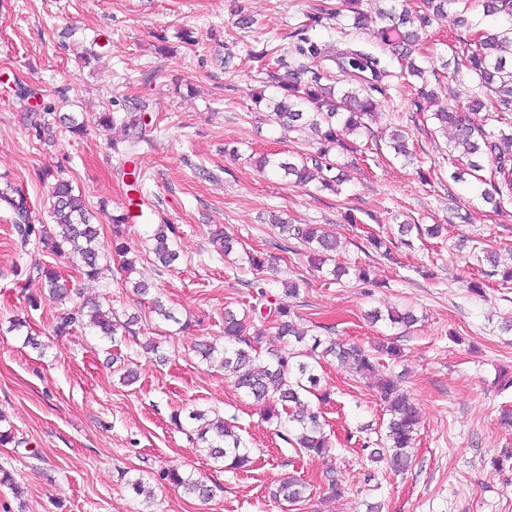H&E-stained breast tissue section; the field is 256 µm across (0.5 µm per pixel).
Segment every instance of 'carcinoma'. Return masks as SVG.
Here are the masks:
<instances>
[{"label":"carcinoma","mask_w":512,"mask_h":512,"mask_svg":"<svg viewBox=\"0 0 512 512\" xmlns=\"http://www.w3.org/2000/svg\"><path fill=\"white\" fill-rule=\"evenodd\" d=\"M481 2L484 16L512 20V0ZM379 19L381 26L377 28L375 38L391 49L401 75L425 80V70L414 53L422 41L423 29L428 23L426 17L392 8L379 12ZM296 53L301 58L312 59L317 68L300 61L290 63L282 57H271L267 51L260 55L267 59V84L276 88L277 93L271 96L261 93L255 101L265 104L270 122L288 130L308 128L317 133L320 147L314 156L297 153L282 158L277 153H262L254 164L260 171L270 170L296 184L316 181L321 190L336 193L343 179L336 174V162L329 154L333 150H356L352 137L368 130V122L376 110L372 91L376 90L377 83L389 77L390 63L363 48L338 49L331 43L320 44L308 38L301 39ZM332 66L346 76L345 85L337 87L324 82L325 70ZM442 67L453 68L456 75L467 72L474 77L478 88L462 100L455 98L445 103L438 101L433 91L420 90L421 96L436 106L432 118L447 137L448 156L455 164L451 178L463 182L470 176L479 181L483 184L481 199L497 209L502 200H512V121H505V116L512 114V25L483 34L476 49L443 61ZM148 109L149 103L140 100L123 112H106L101 118L104 129L118 125L124 131V138L112 143V150L119 162L134 167L130 184L134 191L139 190L135 166L140 143L144 141ZM481 110L505 121V127L494 132L474 123L470 113ZM408 138V133L403 130L391 135L390 148L395 155L411 156ZM489 164L492 169L489 178L485 179L480 172ZM50 199L52 228L49 229L32 219L28 201L20 189L8 181L0 187V206L12 213L21 246L38 245L44 251L68 259L86 276L97 277L101 272L96 246L97 216L88 208L82 195L75 192L72 183L59 174L54 176ZM143 206V202L138 204L140 211L137 213L127 208L109 214L103 203L99 211L118 227V238L122 237L119 226L137 220L145 224L155 260L162 267L173 270L182 260L181 250L175 245L176 228L165 221H153L151 213L143 210ZM271 223L278 227L282 236L305 245L310 261L317 266L324 265L336 251V238L318 224H290L279 216L273 217ZM114 252L121 258V268L133 272L139 261V251L121 241L115 245ZM34 270L53 298L59 301L66 298L67 289L60 283L54 267L37 263ZM151 312L162 322L180 323L174 311L158 298L152 301ZM367 317L373 322L386 321L393 327L405 328L417 321L410 310L392 309L385 313L374 310ZM255 318L273 325L275 344L262 347V331L254 336L245 334L246 321ZM137 320L138 317L131 315L122 321L112 308L88 299L57 317L52 332L63 337L72 335L77 329L88 328L115 343L119 333H132ZM196 353L209 365L219 364L224 369L225 379L262 405L265 419L276 423L292 448L301 454L318 457L330 448L325 431L327 423L321 411L310 407L308 396L323 403L330 401L331 393L321 385L319 369L326 359L335 360L339 367L372 382L384 402L388 419L380 449L372 452V458L386 461L395 473L408 470L420 426L418 408L402 388V376L381 374L373 355L362 346L339 342L330 336H308L307 331L292 321L291 310L279 304L269 309L252 305L242 314L224 309V346L218 348L210 342H202ZM188 419L208 458L223 464L228 471L244 470L250 465V446L233 426L205 410L190 412ZM160 477L202 501L213 495V489L204 480L176 467L163 470ZM306 490L305 481L288 477L270 495L276 500L298 503L305 499Z\"/></svg>","instance_id":"obj_1"}]
</instances>
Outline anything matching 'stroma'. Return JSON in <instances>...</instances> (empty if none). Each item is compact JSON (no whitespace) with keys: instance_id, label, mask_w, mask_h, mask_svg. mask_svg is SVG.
<instances>
[{"instance_id":"stroma-1","label":"stroma","mask_w":512,"mask_h":512,"mask_svg":"<svg viewBox=\"0 0 512 512\" xmlns=\"http://www.w3.org/2000/svg\"><path fill=\"white\" fill-rule=\"evenodd\" d=\"M421 5L359 0L367 26L354 30L338 12L340 0H0V183L22 189L33 218L45 222L49 185L42 175L61 168L90 209L104 202L119 212L129 191L110 142L121 133L102 129L100 116L147 100L140 194L177 225L184 262L169 271L147 258L139 271L191 322L182 331L159 323L147 299L126 287L111 223H101L98 238L109 269L90 279L67 259L20 250L12 216L0 209V428L14 436L0 445V469L24 489L18 498L0 485V512H367L377 502L382 512H512V424L502 419L512 411V388L494 385L501 371L512 374V332L503 329L512 323V281L502 277L512 266V203L493 211L478 187L453 182L446 143L418 93L424 83L444 100L470 89V80L452 78L442 61L473 47L492 20L476 0H453L447 17L432 21L420 45L425 80L384 79L359 152L337 154L347 176L341 194L258 172L248 161L255 152L317 148L310 131H282L255 105L266 80L256 53L271 46L295 57L302 28L317 42L368 46L379 11ZM243 14L254 18L252 28L239 27ZM186 31L192 42L182 40ZM94 38L105 53L84 62L82 49ZM21 82L37 89V98H20ZM40 99L74 115L83 134L56 124L43 139L32 137L26 123L39 120ZM395 129L409 131L414 163L387 150ZM273 211L293 224L331 230L340 242L335 262L348 276L336 281L315 271L304 246L269 224ZM350 213L358 224L347 222ZM397 220L441 231L393 241L385 253L369 244V234L386 235ZM224 232L239 240L228 256L216 240ZM478 248L496 251L499 266L477 260ZM252 254L264 257L261 271L250 268ZM38 261L83 297H104L119 314L138 315L136 339L115 347L87 330L53 336L64 307L43 293L33 270ZM359 268L370 283L355 277ZM285 279L298 283L297 297L283 293ZM31 294L40 297L38 308L29 306ZM261 295L290 307L300 328L360 344L404 373L421 413L405 474L370 460L384 410L363 380L324 366L323 384L335 402L324 408L331 451L318 458L296 453L222 369L199 362V341L224 343L225 309L247 308ZM392 307L414 311L417 324L405 330L365 317ZM18 318L29 332L12 330ZM29 333L39 348L24 345ZM150 338L159 354L143 349ZM390 343L402 352L394 364L381 352ZM114 352L137 370L135 384H120L108 361ZM197 408L241 429L253 457L249 471L218 469L190 427L171 423L173 411ZM171 466L203 477L213 498L200 503L161 480ZM330 467L346 481L344 495L329 493ZM289 476L308 482L305 501L270 499L269 486ZM136 478L145 494L130 489Z\"/></svg>"}]
</instances>
